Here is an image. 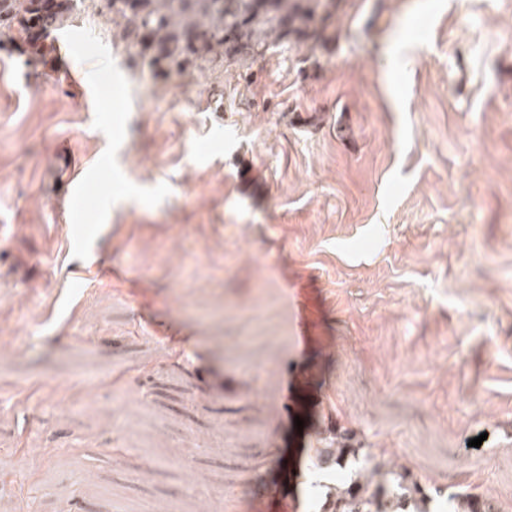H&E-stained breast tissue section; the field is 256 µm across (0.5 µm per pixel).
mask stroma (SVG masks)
Segmentation results:
<instances>
[{
	"label": "stroma",
	"instance_id": "1",
	"mask_svg": "<svg viewBox=\"0 0 512 512\" xmlns=\"http://www.w3.org/2000/svg\"><path fill=\"white\" fill-rule=\"evenodd\" d=\"M318 27L168 81L94 13L0 50V512H318L336 426L512 512V0Z\"/></svg>",
	"mask_w": 512,
	"mask_h": 512
}]
</instances>
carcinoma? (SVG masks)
<instances>
[{
    "mask_svg": "<svg viewBox=\"0 0 512 512\" xmlns=\"http://www.w3.org/2000/svg\"><path fill=\"white\" fill-rule=\"evenodd\" d=\"M0 0V48L20 43L31 58L52 50L57 32L94 8L116 25L119 39L140 66L166 78L184 77L218 60L246 63L292 41L318 37V11L330 0ZM347 434L328 430L322 448L311 449L308 469L329 479L354 466L348 484L328 487L323 512H429L435 500L397 465L363 448ZM454 512H501L491 498L469 491L448 493Z\"/></svg>",
    "mask_w": 512,
    "mask_h": 512,
    "instance_id": "obj_1",
    "label": "carcinoma"
}]
</instances>
